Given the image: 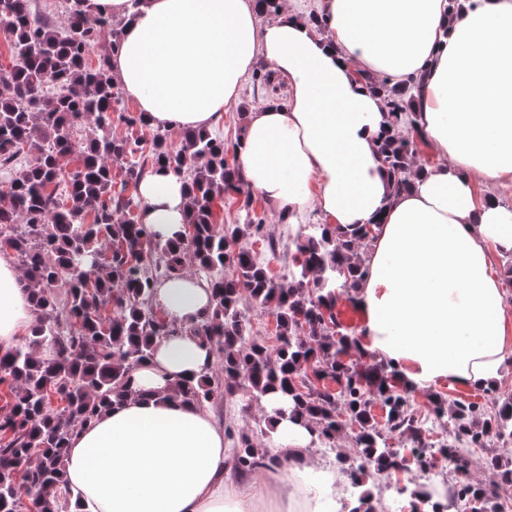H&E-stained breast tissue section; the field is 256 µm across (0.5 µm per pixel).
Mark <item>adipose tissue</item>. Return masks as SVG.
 <instances>
[{
    "label": "adipose tissue",
    "mask_w": 512,
    "mask_h": 512,
    "mask_svg": "<svg viewBox=\"0 0 512 512\" xmlns=\"http://www.w3.org/2000/svg\"><path fill=\"white\" fill-rule=\"evenodd\" d=\"M317 34L296 11L263 21L261 0H88L123 19L112 75L148 123L212 132L262 59L288 87L245 121L235 167L243 191L286 223L310 213L369 224L357 304L358 343L413 391L440 382L486 387L512 364V327L493 253L512 252V0H316ZM417 77L415 119L433 157L394 193L378 154L381 98L366 76ZM141 223L176 238L186 222L184 179L152 173L140 185ZM211 290L185 273L161 280L154 301L179 332L159 340L135 392L71 439L58 496L75 512H348L335 468L315 436L273 419L277 463L233 471L212 412L174 400L176 382L213 357L188 332ZM36 321L19 268L0 256V350Z\"/></svg>",
    "instance_id": "1"
}]
</instances>
